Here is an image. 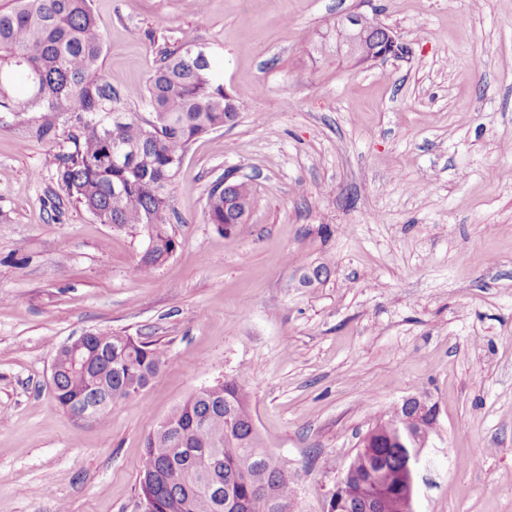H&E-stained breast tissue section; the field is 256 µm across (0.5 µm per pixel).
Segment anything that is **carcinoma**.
<instances>
[{"label": "carcinoma", "mask_w": 512, "mask_h": 512, "mask_svg": "<svg viewBox=\"0 0 512 512\" xmlns=\"http://www.w3.org/2000/svg\"><path fill=\"white\" fill-rule=\"evenodd\" d=\"M189 41L162 53L145 89L137 92L151 119L136 113L120 123L103 117L115 99L98 74L104 39L90 0H16L0 11V113H36L29 133L56 138L60 124L76 129L71 146L55 157V176L67 197L102 224L152 233V250L135 270L146 273L168 259L177 241L166 224L168 188L190 144L234 123L245 110L239 98L224 96L223 74L214 59H199ZM138 146L149 164L112 168V147ZM207 217L222 234L231 233L240 211L224 206V177L207 196ZM92 358L94 370L61 368L55 397L68 413L143 391L165 362V352L131 336L110 335ZM178 442L154 432L148 437L140 487L152 512H276L258 496L266 485L282 499L295 498L280 462L264 455L243 377L226 379L189 397L171 416ZM409 442L381 423L350 461L330 512H358L364 498L392 502L404 490Z\"/></svg>", "instance_id": "obj_1"}]
</instances>
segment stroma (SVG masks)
<instances>
[{
	"label": "stroma",
	"instance_id": "stroma-1",
	"mask_svg": "<svg viewBox=\"0 0 512 512\" xmlns=\"http://www.w3.org/2000/svg\"><path fill=\"white\" fill-rule=\"evenodd\" d=\"M112 109L148 117L166 47L197 40L247 109L195 140L169 194L176 252L70 201L52 141L0 114V512H143L147 438L246 375L294 512L329 495L377 420L435 405L416 512H512V0H91ZM353 11L408 46L357 66L320 35ZM253 206L224 235V171ZM322 266L321 281L304 285ZM122 334L166 353L108 427L51 388L55 347ZM229 179L224 181V174L218 177L209 188L206 202L208 221L216 224L217 230L222 234H230L234 230L240 215L235 204L224 208V185Z\"/></svg>",
	"mask_w": 512,
	"mask_h": 512
}]
</instances>
